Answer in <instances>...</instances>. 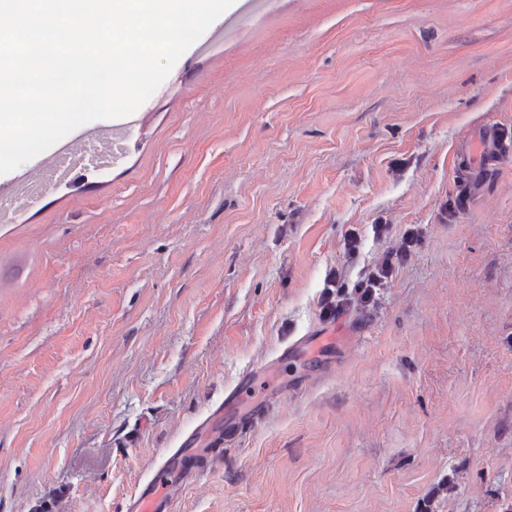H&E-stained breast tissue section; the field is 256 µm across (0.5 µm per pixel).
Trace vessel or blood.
<instances>
[{
	"instance_id": "vessel-or-blood-1",
	"label": "vessel or blood",
	"mask_w": 512,
	"mask_h": 512,
	"mask_svg": "<svg viewBox=\"0 0 512 512\" xmlns=\"http://www.w3.org/2000/svg\"><path fill=\"white\" fill-rule=\"evenodd\" d=\"M497 133L484 129L475 134L461 152L467 173L480 175L484 166L500 152ZM215 424H206L202 433L189 435L131 494L126 512H173L183 490L196 481L199 463L210 454L209 440L218 433Z\"/></svg>"
}]
</instances>
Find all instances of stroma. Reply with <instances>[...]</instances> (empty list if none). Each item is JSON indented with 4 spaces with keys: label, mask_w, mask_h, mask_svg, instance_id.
<instances>
[{
    "label": "stroma",
    "mask_w": 512,
    "mask_h": 512,
    "mask_svg": "<svg viewBox=\"0 0 512 512\" xmlns=\"http://www.w3.org/2000/svg\"><path fill=\"white\" fill-rule=\"evenodd\" d=\"M207 34L118 163L0 223V512H123L263 367L175 512H502L512 153L457 155L512 143V0H264ZM413 226L375 306L324 317ZM501 148L502 145L495 131L486 128L476 133L461 152V159L465 162L467 173L473 176L480 175L484 166L500 152Z\"/></svg>",
    "instance_id": "35a3bbf8"
}]
</instances>
